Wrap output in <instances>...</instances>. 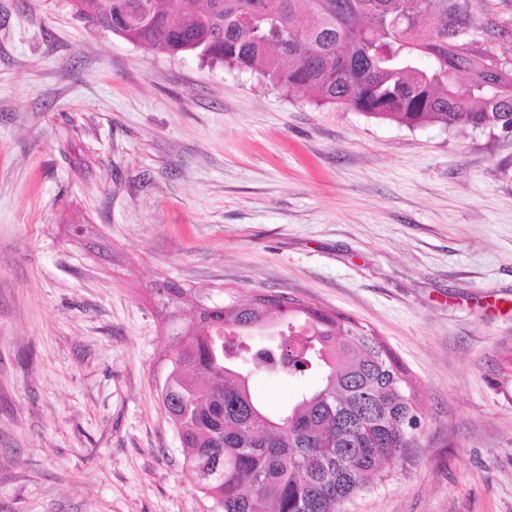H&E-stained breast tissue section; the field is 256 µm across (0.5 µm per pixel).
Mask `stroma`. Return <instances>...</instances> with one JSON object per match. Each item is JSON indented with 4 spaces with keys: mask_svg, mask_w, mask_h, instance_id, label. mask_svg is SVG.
<instances>
[{
    "mask_svg": "<svg viewBox=\"0 0 512 512\" xmlns=\"http://www.w3.org/2000/svg\"><path fill=\"white\" fill-rule=\"evenodd\" d=\"M475 20L512 54V0ZM263 291L369 326L420 389L414 448L343 512H512V134L319 106L69 0H0V512H215L165 353L190 304ZM314 384L250 377L272 415Z\"/></svg>",
    "mask_w": 512,
    "mask_h": 512,
    "instance_id": "obj_1",
    "label": "stroma"
}]
</instances>
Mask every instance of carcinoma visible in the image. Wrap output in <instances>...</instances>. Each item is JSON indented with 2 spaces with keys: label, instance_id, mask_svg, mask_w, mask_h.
<instances>
[{
  "label": "carcinoma",
  "instance_id": "obj_1",
  "mask_svg": "<svg viewBox=\"0 0 512 512\" xmlns=\"http://www.w3.org/2000/svg\"><path fill=\"white\" fill-rule=\"evenodd\" d=\"M89 28L251 70L319 105L408 128L512 131V56L474 0H70ZM163 408L217 512H341L421 430L406 368L337 312L257 297L194 304L168 345ZM317 383L278 416L243 373Z\"/></svg>",
  "mask_w": 512,
  "mask_h": 512
}]
</instances>
